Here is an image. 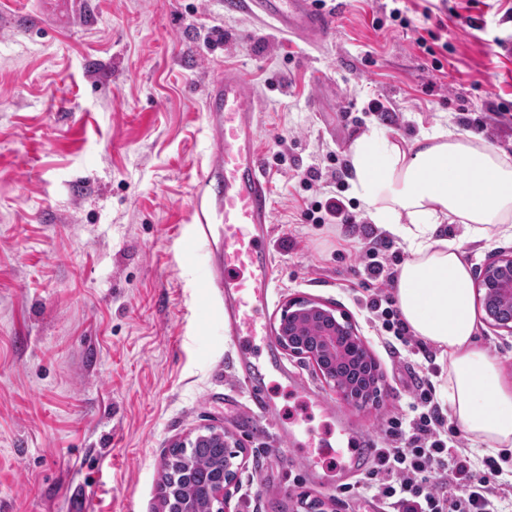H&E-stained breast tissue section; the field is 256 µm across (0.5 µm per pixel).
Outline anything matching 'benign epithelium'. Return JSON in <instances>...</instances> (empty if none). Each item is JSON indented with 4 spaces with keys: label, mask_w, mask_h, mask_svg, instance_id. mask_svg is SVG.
Masks as SVG:
<instances>
[{
    "label": "benign epithelium",
    "mask_w": 512,
    "mask_h": 512,
    "mask_svg": "<svg viewBox=\"0 0 512 512\" xmlns=\"http://www.w3.org/2000/svg\"><path fill=\"white\" fill-rule=\"evenodd\" d=\"M476 287L490 325L512 334V250L498 252L480 267ZM276 342L311 364L343 400L355 405L374 403L381 395L377 365L350 318L319 301L295 297L285 306L275 329ZM212 444L224 448V465L208 480L211 512H224L226 491L245 466L246 449L222 427L208 426L177 448Z\"/></svg>",
    "instance_id": "7a95c632"
}]
</instances>
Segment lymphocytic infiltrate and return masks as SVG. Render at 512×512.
Returning a JSON list of instances; mask_svg holds the SVG:
<instances>
[{
    "mask_svg": "<svg viewBox=\"0 0 512 512\" xmlns=\"http://www.w3.org/2000/svg\"><path fill=\"white\" fill-rule=\"evenodd\" d=\"M386 437L366 488L388 512H501L496 485L511 456L471 458L431 389L417 386L410 415L389 421Z\"/></svg>",
    "mask_w": 512,
    "mask_h": 512,
    "instance_id": "lymphocytic-infiltrate-1",
    "label": "lymphocytic infiltrate"
}]
</instances>
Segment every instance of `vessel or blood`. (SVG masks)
I'll use <instances>...</instances> for the list:
<instances>
[{
  "label": "vessel or blood",
  "mask_w": 512,
  "mask_h": 512,
  "mask_svg": "<svg viewBox=\"0 0 512 512\" xmlns=\"http://www.w3.org/2000/svg\"><path fill=\"white\" fill-rule=\"evenodd\" d=\"M77 6V0H41L39 15L49 25L64 28ZM225 6L258 15L286 34L317 40L331 30L329 17L314 0H225ZM206 104L217 153L198 178L193 215L200 228L224 227L220 275L214 285L224 291L225 323L234 335L263 336L267 330L257 306L267 295L272 270L264 248L272 199L257 145L258 116L244 75L225 69L211 82ZM260 374L259 366H247L243 382L263 412L267 405Z\"/></svg>",
  "instance_id": "obj_1"
}]
</instances>
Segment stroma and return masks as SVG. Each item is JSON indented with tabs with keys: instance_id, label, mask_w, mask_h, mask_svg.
<instances>
[{
	"instance_id": "1",
	"label": "stroma",
	"mask_w": 512,
	"mask_h": 512,
	"mask_svg": "<svg viewBox=\"0 0 512 512\" xmlns=\"http://www.w3.org/2000/svg\"><path fill=\"white\" fill-rule=\"evenodd\" d=\"M224 2L81 0L58 31L0 0V512H160L172 445L209 424L247 450L228 512H303L304 499L384 512L355 491L375 460L341 484L310 479L287 431L299 423L333 445L336 425L288 379L379 448L417 384L446 377L435 349L417 338L389 349L368 320V295L394 288L368 278L359 250L379 239L395 267L409 252L352 195L348 149L375 125L408 141L442 126L512 156V0H330L317 46ZM226 67L249 84L273 188L259 312L273 328L293 297L346 311L379 365L376 404L347 403L275 339L224 326L211 285L223 227L202 233L191 213L217 150L205 93ZM332 196L347 223H308L307 207ZM476 339L512 391V336L481 319ZM246 354L265 364L277 408L260 430L236 376Z\"/></svg>"
}]
</instances>
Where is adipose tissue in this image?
I'll use <instances>...</instances> for the list:
<instances>
[{
	"mask_svg": "<svg viewBox=\"0 0 512 512\" xmlns=\"http://www.w3.org/2000/svg\"><path fill=\"white\" fill-rule=\"evenodd\" d=\"M349 160L373 224L408 247L394 296L409 331L448 363L440 399L474 446L511 448L512 392L476 343L470 266L442 227L464 225L474 240L512 230V157L469 132L436 127L409 143L375 127L352 142Z\"/></svg>",
	"mask_w": 512,
	"mask_h": 512,
	"instance_id": "1",
	"label": "adipose tissue"
}]
</instances>
